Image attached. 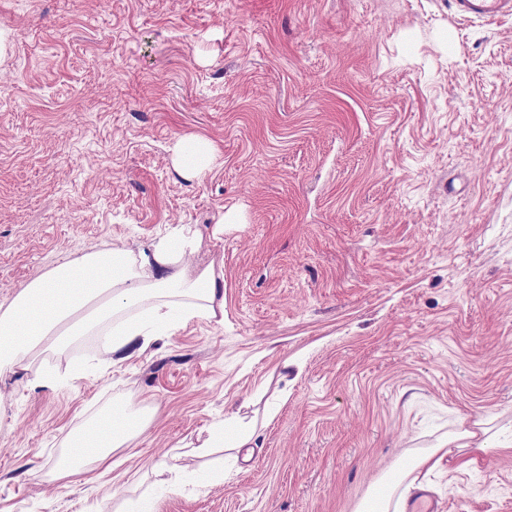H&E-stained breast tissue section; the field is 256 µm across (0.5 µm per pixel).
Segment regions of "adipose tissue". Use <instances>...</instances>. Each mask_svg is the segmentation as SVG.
Here are the masks:
<instances>
[{"label":"adipose tissue","instance_id":"obj_1","mask_svg":"<svg viewBox=\"0 0 512 512\" xmlns=\"http://www.w3.org/2000/svg\"><path fill=\"white\" fill-rule=\"evenodd\" d=\"M216 146L203 138L179 141L174 162L188 178H201L218 162ZM198 239L181 225L151 250L123 248L86 253L60 264L28 282L8 305L0 304V374L30 369L27 353L60 328L79 333L94 331L101 349L125 354L148 345L156 332H171L183 316H205L224 322V268L208 265L189 276L181 268L184 255ZM150 419L148 411L129 403L113 405L106 429L92 428L75 435L70 455L85 459L97 448V460L123 447Z\"/></svg>","mask_w":512,"mask_h":512}]
</instances>
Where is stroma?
I'll list each match as a JSON object with an SVG mask.
<instances>
[{
    "label": "stroma",
    "mask_w": 512,
    "mask_h": 512,
    "mask_svg": "<svg viewBox=\"0 0 512 512\" xmlns=\"http://www.w3.org/2000/svg\"><path fill=\"white\" fill-rule=\"evenodd\" d=\"M0 32V303L178 224L200 238L187 274L224 267L223 324L123 359L66 336L0 375V512H354L479 421L486 453L436 451L418 480L439 512H512V17L0 0ZM188 135L221 154L198 180L172 161ZM117 399L150 424L52 479ZM231 413L244 453L195 456Z\"/></svg>",
    "instance_id": "35a3bbf8"
}]
</instances>
